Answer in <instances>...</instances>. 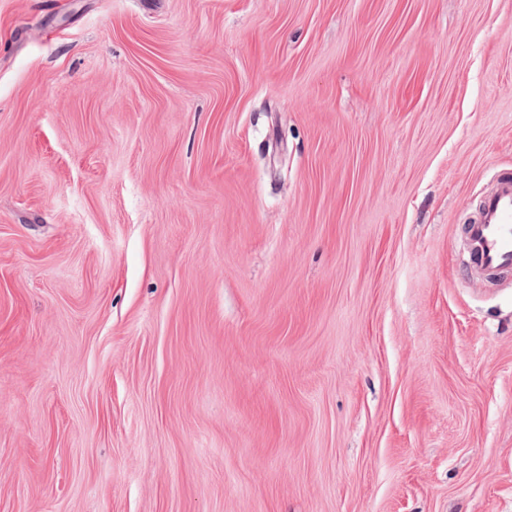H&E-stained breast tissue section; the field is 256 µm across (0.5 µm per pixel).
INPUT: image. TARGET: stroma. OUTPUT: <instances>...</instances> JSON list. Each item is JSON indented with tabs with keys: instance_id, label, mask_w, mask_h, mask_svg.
Returning <instances> with one entry per match:
<instances>
[{
	"instance_id": "35a3bbf8",
	"label": "stroma",
	"mask_w": 512,
	"mask_h": 512,
	"mask_svg": "<svg viewBox=\"0 0 512 512\" xmlns=\"http://www.w3.org/2000/svg\"><path fill=\"white\" fill-rule=\"evenodd\" d=\"M512 0H0V512H512ZM469 237L479 248L480 264L489 273L512 269V177L500 180L486 196Z\"/></svg>"
}]
</instances>
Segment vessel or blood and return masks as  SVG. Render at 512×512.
<instances>
[{"label": "vessel or blood", "instance_id": "b4317fda", "mask_svg": "<svg viewBox=\"0 0 512 512\" xmlns=\"http://www.w3.org/2000/svg\"><path fill=\"white\" fill-rule=\"evenodd\" d=\"M469 239L479 249L480 264L490 273L512 269V177L500 180L486 196Z\"/></svg>", "mask_w": 512, "mask_h": 512}]
</instances>
